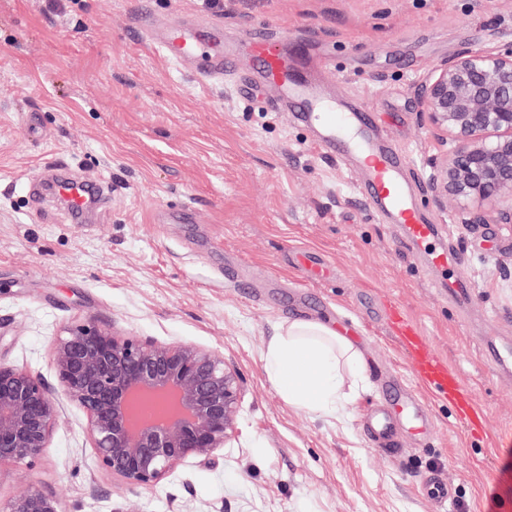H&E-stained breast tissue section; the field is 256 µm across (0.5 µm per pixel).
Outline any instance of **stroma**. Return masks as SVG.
Wrapping results in <instances>:
<instances>
[{
  "instance_id": "obj_1",
  "label": "stroma",
  "mask_w": 512,
  "mask_h": 512,
  "mask_svg": "<svg viewBox=\"0 0 512 512\" xmlns=\"http://www.w3.org/2000/svg\"><path fill=\"white\" fill-rule=\"evenodd\" d=\"M141 12L167 27L287 33L283 50L328 93L369 100L380 136L414 157L470 295L452 294L400 225L372 218L353 169L306 126L239 100L232 82L195 79L138 30ZM510 44L512 0H0V361L41 378L62 410L38 460L0 468V496L37 488L62 512H436L421 484L439 472L454 487L446 512H512V374L484 357L486 340L512 339V224L493 206L467 224L435 200L447 146L417 100L433 65ZM62 163L107 188L91 224L28 202L26 182ZM186 205L190 223L156 222ZM300 251L325 279H309ZM393 303L470 389L483 434L430 398L427 435L403 432L394 458L376 450L364 413L388 374L415 383L387 326ZM293 319L330 324L361 353L344 410L296 409L271 380L268 345ZM83 323L223 356L241 395L211 463L186 460L150 489L100 468L53 362L57 337Z\"/></svg>"
}]
</instances>
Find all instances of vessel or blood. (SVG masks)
<instances>
[{
	"instance_id": "vessel-or-blood-1",
	"label": "vessel or blood",
	"mask_w": 512,
	"mask_h": 512,
	"mask_svg": "<svg viewBox=\"0 0 512 512\" xmlns=\"http://www.w3.org/2000/svg\"><path fill=\"white\" fill-rule=\"evenodd\" d=\"M152 41L171 60L191 63L197 79L230 77L243 99L256 97L255 85L236 75V58L224 47L222 22L215 21L204 27L188 23L155 34ZM275 44V38L258 34L247 45V54L262 78L278 93L277 100L271 103L272 108L288 110L304 120L317 122L316 146L353 162L361 173L356 190L371 215L380 221L402 225L406 240L429 251L435 269L447 270L454 256L452 252L436 248L439 227L428 222L407 181L413 159L388 148L372 135V108L367 101L350 105L325 95L299 71L287 53L276 49ZM91 188V182L67 172L58 173L48 182L34 178L29 181L33 197L59 201L75 219L81 218L94 204ZM388 319L422 384L434 396L452 402L461 423L479 426L469 391L447 362L435 354L430 341L410 316L394 305L388 311ZM363 425L379 450L394 455L399 451L398 436L402 429L422 432L429 428L430 420L416 398L402 391L395 404L378 406L365 417Z\"/></svg>"
}]
</instances>
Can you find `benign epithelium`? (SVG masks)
Returning a JSON list of instances; mask_svg holds the SVG:
<instances>
[{"label": "benign epithelium", "instance_id": "benign-epithelium-1", "mask_svg": "<svg viewBox=\"0 0 512 512\" xmlns=\"http://www.w3.org/2000/svg\"><path fill=\"white\" fill-rule=\"evenodd\" d=\"M418 100L452 143L436 166V197L463 210L499 204V222L512 224V46L463 49L429 72ZM53 361L99 466L126 484L150 488L188 459L208 463L234 432L241 386L212 351L83 324L58 339ZM59 419L44 382L0 361V468L39 458ZM0 512L60 507L34 489L0 498Z\"/></svg>", "mask_w": 512, "mask_h": 512}]
</instances>
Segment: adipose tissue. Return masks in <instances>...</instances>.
Listing matches in <instances>:
<instances>
[{
  "label": "adipose tissue",
  "instance_id": "obj_1",
  "mask_svg": "<svg viewBox=\"0 0 512 512\" xmlns=\"http://www.w3.org/2000/svg\"><path fill=\"white\" fill-rule=\"evenodd\" d=\"M267 370L288 404L311 413L344 407L342 372H361L357 350L328 324L296 319L269 343Z\"/></svg>",
  "mask_w": 512,
  "mask_h": 512
}]
</instances>
